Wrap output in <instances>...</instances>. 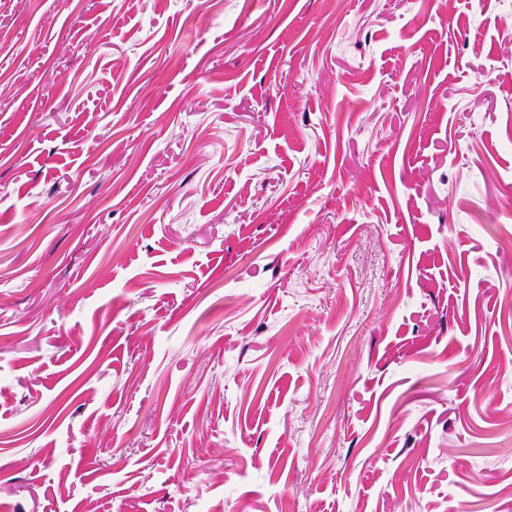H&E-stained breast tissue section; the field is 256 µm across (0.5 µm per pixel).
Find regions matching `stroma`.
I'll list each match as a JSON object with an SVG mask.
<instances>
[{
    "label": "stroma",
    "instance_id": "35a3bbf8",
    "mask_svg": "<svg viewBox=\"0 0 512 512\" xmlns=\"http://www.w3.org/2000/svg\"><path fill=\"white\" fill-rule=\"evenodd\" d=\"M512 0H0V512H512Z\"/></svg>",
    "mask_w": 512,
    "mask_h": 512
}]
</instances>
